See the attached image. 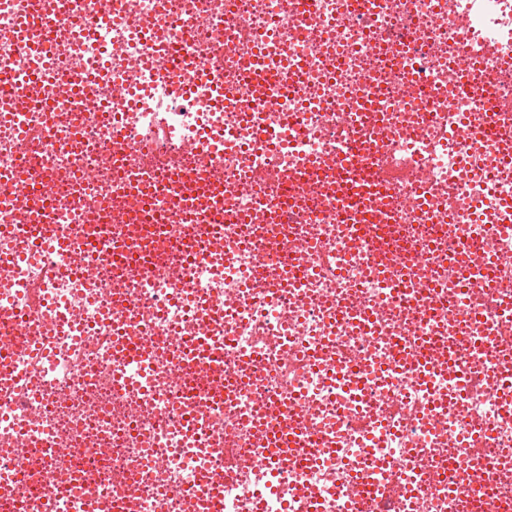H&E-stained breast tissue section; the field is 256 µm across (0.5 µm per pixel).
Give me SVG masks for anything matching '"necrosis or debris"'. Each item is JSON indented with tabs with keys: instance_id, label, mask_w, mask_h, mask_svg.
Returning a JSON list of instances; mask_svg holds the SVG:
<instances>
[{
	"instance_id": "1",
	"label": "necrosis or debris",
	"mask_w": 512,
	"mask_h": 512,
	"mask_svg": "<svg viewBox=\"0 0 512 512\" xmlns=\"http://www.w3.org/2000/svg\"><path fill=\"white\" fill-rule=\"evenodd\" d=\"M35 44L79 96L24 103ZM0 67L26 512H512V0H0ZM32 170L87 256L24 232ZM16 187L24 194L46 200L51 195V187L46 181L38 180L34 175L23 174L16 181Z\"/></svg>"
}]
</instances>
